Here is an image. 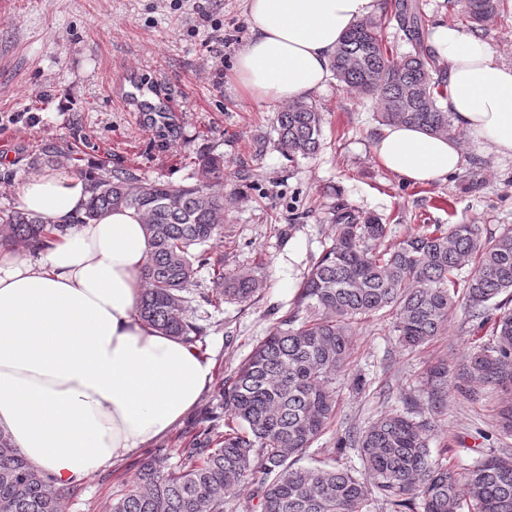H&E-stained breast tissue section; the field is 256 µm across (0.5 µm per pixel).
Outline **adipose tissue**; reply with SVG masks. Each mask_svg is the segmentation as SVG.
Segmentation results:
<instances>
[{
  "mask_svg": "<svg viewBox=\"0 0 512 512\" xmlns=\"http://www.w3.org/2000/svg\"><path fill=\"white\" fill-rule=\"evenodd\" d=\"M250 36L232 76L242 96L289 103L322 89L342 37L378 0H245ZM446 62L444 110L467 137L512 157V66L461 28H434ZM375 152L416 183L462 163L455 141L416 127H384ZM84 179L40 171L16 192L20 209L68 224L40 260L0 249V431L56 485L82 480L160 437L213 380L211 361L137 316L152 245L141 214L113 210L72 224Z\"/></svg>",
  "mask_w": 512,
  "mask_h": 512,
  "instance_id": "1",
  "label": "adipose tissue"
}]
</instances>
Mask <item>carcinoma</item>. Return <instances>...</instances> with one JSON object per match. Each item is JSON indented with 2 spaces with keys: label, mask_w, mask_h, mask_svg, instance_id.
Listing matches in <instances>:
<instances>
[{
  "label": "carcinoma",
  "mask_w": 512,
  "mask_h": 512,
  "mask_svg": "<svg viewBox=\"0 0 512 512\" xmlns=\"http://www.w3.org/2000/svg\"><path fill=\"white\" fill-rule=\"evenodd\" d=\"M479 31L505 13L508 0H453ZM392 12L411 46L395 59L382 23L368 17L343 37L331 68L341 86L378 102L379 124L414 125L461 140L463 132L440 107L443 75L425 45V19L416 0H394ZM277 142L290 158H307L322 144V117L301 99L278 113ZM68 154L49 146L37 167H67ZM86 181L85 224L119 208L142 214L152 251L140 278L137 313L156 330L188 344L204 328L187 316L197 269L213 265V288L202 301L247 302L263 288L256 271L226 274L206 249L224 233V161L198 163L195 182L147 181L131 168L72 167ZM334 233L300 284L297 308L258 343L224 387V430H211L166 469L156 455L139 465L131 487L108 512H224L226 497L257 486L260 512H368L377 495L391 512H512V452L487 454L457 466L434 458L432 422L411 413L382 412L339 447L357 450L364 474L334 464L300 466L307 449L336 417L332 380L350 356L355 327L383 313L408 347L447 332L463 304L472 330L490 331L457 369V389L491 386L505 395L495 431L512 436V310L497 301L512 294V228L488 236L479 224H413L389 240L381 218L344 201L331 209ZM46 218L24 210L0 213V247L37 254L49 247ZM500 311L492 316V310ZM434 405L444 401L448 363L426 378ZM64 490L32 465L0 432V512H62Z\"/></svg>",
  "instance_id": "cac0c4a2"
}]
</instances>
